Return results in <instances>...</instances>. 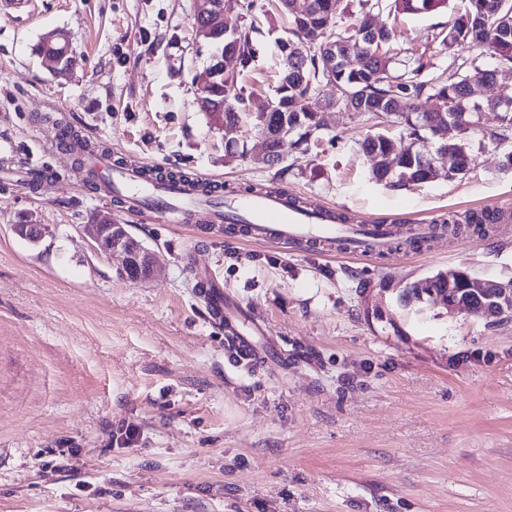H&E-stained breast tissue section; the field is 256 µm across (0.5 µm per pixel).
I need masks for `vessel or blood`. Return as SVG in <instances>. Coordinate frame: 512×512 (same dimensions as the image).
Wrapping results in <instances>:
<instances>
[{"instance_id":"1","label":"vessel or blood","mask_w":512,"mask_h":512,"mask_svg":"<svg viewBox=\"0 0 512 512\" xmlns=\"http://www.w3.org/2000/svg\"><path fill=\"white\" fill-rule=\"evenodd\" d=\"M100 193L106 198H119L129 216L160 219L170 224H204L220 231L225 216L241 213L244 224L239 227L241 240H262L272 244L311 241L321 246L323 255L341 252L356 257L371 255L373 248L388 243L397 228L391 224L333 223L332 207L313 205L299 208L275 192H234L224 203L197 199L186 187L147 183L141 178L138 166H115L110 158H100L96 164ZM203 299L209 318L224 330V340L236 357L249 360L251 365L262 364L261 350L244 336L228 315L229 303L224 295L223 283L210 272L199 275Z\"/></svg>"}]
</instances>
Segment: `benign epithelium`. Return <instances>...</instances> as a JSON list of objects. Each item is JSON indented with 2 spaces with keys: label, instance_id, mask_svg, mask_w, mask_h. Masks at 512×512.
Masks as SVG:
<instances>
[{
  "label": "benign epithelium",
  "instance_id": "obj_1",
  "mask_svg": "<svg viewBox=\"0 0 512 512\" xmlns=\"http://www.w3.org/2000/svg\"><path fill=\"white\" fill-rule=\"evenodd\" d=\"M227 0H195L194 28H200V23L206 22L216 16L227 15ZM288 12L298 23L306 24L305 32L308 37L303 43L294 47L293 60H300L304 57V49L314 44L319 34L329 29L332 9L323 12L315 11L312 0H290ZM211 71L205 70L195 77L197 88V104L205 102L208 94V87L212 82ZM258 140L263 158L269 165H275L284 160L285 155H272L269 148L270 134L264 132L255 135ZM13 231L20 238L37 244L45 233V228L40 224H15ZM85 231L92 240L94 249L104 255H119L122 257L120 271H134L137 275L136 281H147L155 274L154 252L142 242L131 237L125 226L112 222V213L99 212L91 223L85 225ZM446 281L453 284L457 281L465 282L471 288L473 297L478 300H486L488 304L481 308V312L490 316L492 312H504L512 310V278L507 281L482 279L470 276L462 269H451L442 272L439 276L427 278L418 285L410 287L413 294L427 293L432 297L440 299L448 306V313L456 314L462 312H476L474 303L459 302L448 297V293L436 289L435 280Z\"/></svg>",
  "mask_w": 512,
  "mask_h": 512
}]
</instances>
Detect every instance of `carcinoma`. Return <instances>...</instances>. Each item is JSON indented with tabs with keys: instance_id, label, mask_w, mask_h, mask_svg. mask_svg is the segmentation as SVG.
I'll list each match as a JSON object with an SVG mask.
<instances>
[{
	"instance_id": "1",
	"label": "carcinoma",
	"mask_w": 512,
	"mask_h": 512,
	"mask_svg": "<svg viewBox=\"0 0 512 512\" xmlns=\"http://www.w3.org/2000/svg\"><path fill=\"white\" fill-rule=\"evenodd\" d=\"M394 7L406 13H428L440 7L444 0H393ZM501 0H467L464 11L455 16L443 43L452 47L464 44L480 48L494 57L498 64L512 66V30L499 31V21L506 11H498ZM236 35L233 39L222 36L225 21L214 19L210 32L200 39L212 49L219 47L236 55L241 70L245 71L254 60L259 47L257 34L259 28L251 23L235 24ZM392 31L386 26L371 33L370 38L358 36V31L347 26L341 30L328 31L317 41V45L305 52L301 66H296L286 52L287 42L281 41V68L279 85L280 110L269 114L267 121L259 120L255 114L248 115L245 89L238 79L231 84L217 77L209 86L210 102L203 104L205 112L217 127L249 117L251 129L262 132L266 129H285L288 137H296L292 144L301 146L310 143V136L317 133L319 120L316 112L309 106V99L320 92L324 85L336 88V98L343 91L355 88L361 92L364 109L383 119L389 117L404 126L414 142L405 149H397L395 141L383 134L366 138L361 149L368 155L391 153L398 159L392 168L373 170L378 182L405 186L410 183H422L426 180L425 166L443 153H451L464 162L470 160L465 140L476 129L475 116L489 109L500 113L501 127L512 129V111L505 112L499 103L490 101L483 105L475 101L469 92V79L483 73L476 67L469 74L448 81L427 79L424 72L429 62L424 56L414 57L406 71L397 75L391 68V59L379 54V47L391 40ZM41 54L56 57L63 64H70L72 57L58 43L41 40L38 46ZM235 99L236 111L226 112L220 104L227 96ZM427 96L436 100L435 108L443 110L446 123L454 133L447 139L435 136L434 129L425 121V113L415 111V101ZM455 101L453 112H448V98ZM427 133L436 144L435 153L415 147V142Z\"/></svg>"
}]
</instances>
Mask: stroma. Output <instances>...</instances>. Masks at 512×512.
Segmentation results:
<instances>
[{
    "mask_svg": "<svg viewBox=\"0 0 512 512\" xmlns=\"http://www.w3.org/2000/svg\"><path fill=\"white\" fill-rule=\"evenodd\" d=\"M262 49L241 83L258 111L273 96L276 43L290 22L275 0H250ZM463 6L374 13L391 27L395 72L422 54L432 78L512 68L479 49L445 48ZM194 0H25L0 12V134L17 146L0 170V512H512V318L449 313L409 286L458 268L512 278V134L494 112L467 141L469 170L393 188L373 180L362 141L410 143L403 126L310 104L324 127L309 150L268 166L247 130L211 125L193 78L211 52L193 28ZM63 32L73 61L35 51ZM108 148L115 162L183 172L218 196L256 186L325 203L352 223H427L505 208L499 223L462 225L375 258L326 257L241 244L232 233L145 224L117 211L77 159L48 146L56 127ZM245 145L226 157L227 140ZM48 173L29 186L26 161ZM100 211L157 257L154 278L121 277V260L83 231ZM44 225L38 244L13 224ZM219 275L256 321L267 365L233 359L197 295L196 270Z\"/></svg>",
    "mask_w": 512,
    "mask_h": 512,
    "instance_id": "obj_1",
    "label": "stroma"
}]
</instances>
